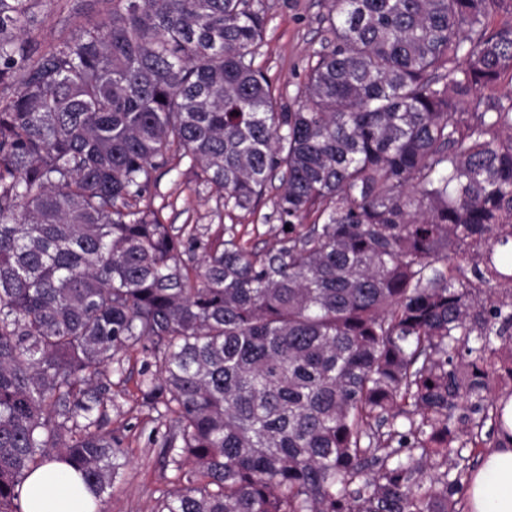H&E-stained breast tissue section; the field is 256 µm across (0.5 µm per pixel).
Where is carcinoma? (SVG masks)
Returning a JSON list of instances; mask_svg holds the SVG:
<instances>
[{
  "label": "carcinoma",
  "instance_id": "cac0c4a2",
  "mask_svg": "<svg viewBox=\"0 0 512 512\" xmlns=\"http://www.w3.org/2000/svg\"><path fill=\"white\" fill-rule=\"evenodd\" d=\"M38 2L0 0V512L52 460L103 498L138 345L186 480L152 512H458L512 399V0H329L288 112L261 0H106L42 51ZM185 157L232 210L280 178L278 246L140 206Z\"/></svg>",
  "mask_w": 512,
  "mask_h": 512
}]
</instances>
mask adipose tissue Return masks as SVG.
<instances>
[{
    "mask_svg": "<svg viewBox=\"0 0 512 512\" xmlns=\"http://www.w3.org/2000/svg\"><path fill=\"white\" fill-rule=\"evenodd\" d=\"M22 512H96L80 474L53 462L31 472L21 486ZM469 512H512V437L499 438L468 489Z\"/></svg>",
    "mask_w": 512,
    "mask_h": 512,
    "instance_id": "ef3b65f1",
    "label": "adipose tissue"
}]
</instances>
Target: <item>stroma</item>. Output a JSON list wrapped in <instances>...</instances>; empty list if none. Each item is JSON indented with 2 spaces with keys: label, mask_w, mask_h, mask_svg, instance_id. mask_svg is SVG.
<instances>
[{
  "label": "stroma",
  "mask_w": 512,
  "mask_h": 512,
  "mask_svg": "<svg viewBox=\"0 0 512 512\" xmlns=\"http://www.w3.org/2000/svg\"><path fill=\"white\" fill-rule=\"evenodd\" d=\"M328 0H263L267 24L256 63L269 76L281 105L294 107L306 80L315 51L321 50L325 34L320 19ZM103 0H41L35 10L33 36L40 47L56 44L86 21L100 18ZM278 184L267 187L253 211H230L210 189L196 184L190 159L175 168L160 170L147 196L160 211L163 223L180 234L184 226L196 227L202 241L222 239L226 228L254 252L261 253L281 238V224L273 209ZM147 361L131 349L112 363V399L107 404L106 427L124 439L125 465L105 496L103 512H152L163 491L178 488L172 466L159 454L164 433L172 429V417L158 418L139 391Z\"/></svg>",
  "instance_id": "stroma-1"
}]
</instances>
